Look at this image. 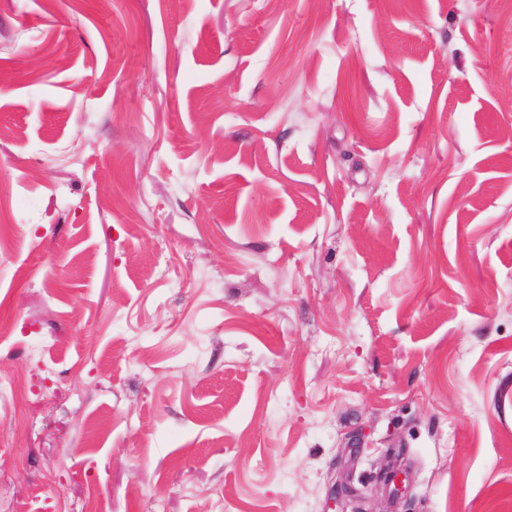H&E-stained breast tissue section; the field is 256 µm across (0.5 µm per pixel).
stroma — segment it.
<instances>
[{
  "label": "stroma",
  "instance_id": "stroma-1",
  "mask_svg": "<svg viewBox=\"0 0 512 512\" xmlns=\"http://www.w3.org/2000/svg\"><path fill=\"white\" fill-rule=\"evenodd\" d=\"M0 318V512H512L504 0H0Z\"/></svg>",
  "mask_w": 512,
  "mask_h": 512
}]
</instances>
